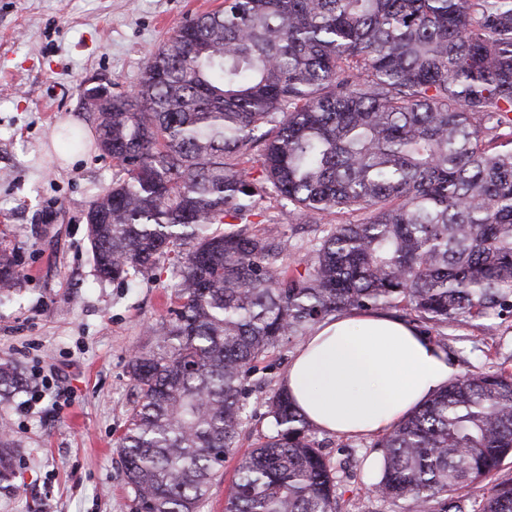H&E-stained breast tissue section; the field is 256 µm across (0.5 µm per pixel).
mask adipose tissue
I'll use <instances>...</instances> for the list:
<instances>
[{
  "mask_svg": "<svg viewBox=\"0 0 512 512\" xmlns=\"http://www.w3.org/2000/svg\"><path fill=\"white\" fill-rule=\"evenodd\" d=\"M457 374L446 351L415 326L377 312L323 321L300 344L283 387L317 429L388 432Z\"/></svg>",
  "mask_w": 512,
  "mask_h": 512,
  "instance_id": "obj_1",
  "label": "adipose tissue"
}]
</instances>
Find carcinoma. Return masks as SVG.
Instances as JSON below:
<instances>
[{
    "label": "carcinoma",
    "mask_w": 512,
    "mask_h": 512,
    "mask_svg": "<svg viewBox=\"0 0 512 512\" xmlns=\"http://www.w3.org/2000/svg\"><path fill=\"white\" fill-rule=\"evenodd\" d=\"M117 168L89 205L102 279L172 267L161 352L129 363L118 448L139 512H199L239 447L244 381L336 314L396 309L434 330L512 316V0H224L147 60L137 91L87 105ZM64 151L86 146L74 128ZM257 158L259 169L244 167ZM274 194L319 226L299 261L254 229ZM354 220L321 227L331 214ZM0 250V294L15 287ZM22 388L0 363V403ZM224 512H337L339 479L283 389ZM367 490L412 512H512V354L372 443ZM15 476L0 423V485Z\"/></svg>",
    "instance_id": "obj_1"
}]
</instances>
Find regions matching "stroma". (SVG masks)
Here are the masks:
<instances>
[{"label":"stroma","mask_w":512,"mask_h":512,"mask_svg":"<svg viewBox=\"0 0 512 512\" xmlns=\"http://www.w3.org/2000/svg\"><path fill=\"white\" fill-rule=\"evenodd\" d=\"M223 0H0V247L18 258L19 279L0 297V361L25 378L0 406L15 446L19 489L0 492V512H136L117 441L135 405L129 361L157 347L168 315L171 269L132 285L98 279L86 235L90 203L112 183L110 157L96 143L76 160L55 132L76 126L94 135L83 106L91 77L129 91L150 52L182 22ZM283 200L265 204L288 260L313 237ZM448 354L460 373L485 370L496 349H512V318L448 328ZM298 342L271 350L250 374L243 444L268 429L265 403L279 388ZM339 470L338 512H409L366 491L370 439L317 432Z\"/></svg>","instance_id":"1"}]
</instances>
